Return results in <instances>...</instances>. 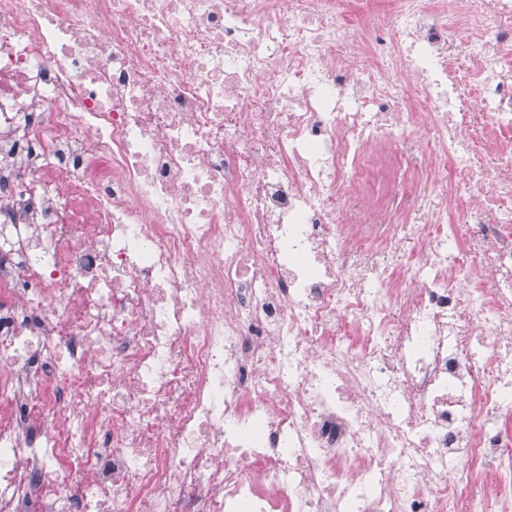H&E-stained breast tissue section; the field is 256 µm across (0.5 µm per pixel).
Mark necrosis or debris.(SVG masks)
Returning <instances> with one entry per match:
<instances>
[{
  "label": "necrosis or debris",
  "mask_w": 512,
  "mask_h": 512,
  "mask_svg": "<svg viewBox=\"0 0 512 512\" xmlns=\"http://www.w3.org/2000/svg\"><path fill=\"white\" fill-rule=\"evenodd\" d=\"M512 512V0H0V512Z\"/></svg>",
  "instance_id": "necrosis-or-debris-1"
}]
</instances>
